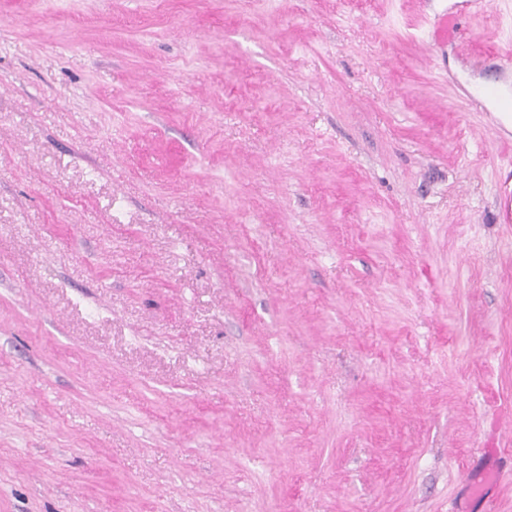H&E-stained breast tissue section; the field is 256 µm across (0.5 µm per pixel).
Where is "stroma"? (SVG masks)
I'll list each match as a JSON object with an SVG mask.
<instances>
[{"mask_svg": "<svg viewBox=\"0 0 512 512\" xmlns=\"http://www.w3.org/2000/svg\"><path fill=\"white\" fill-rule=\"evenodd\" d=\"M482 2L0 0V512H512Z\"/></svg>", "mask_w": 512, "mask_h": 512, "instance_id": "stroma-1", "label": "stroma"}]
</instances>
